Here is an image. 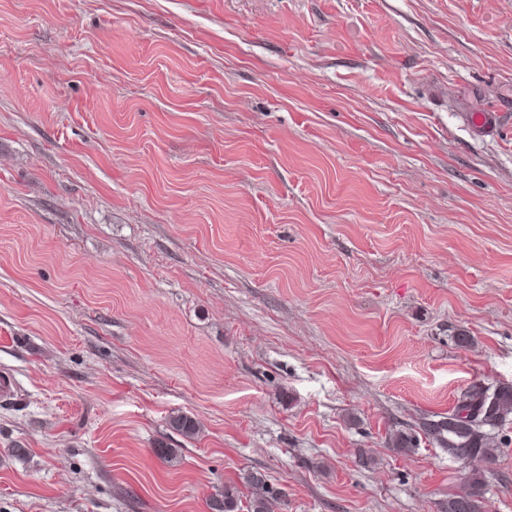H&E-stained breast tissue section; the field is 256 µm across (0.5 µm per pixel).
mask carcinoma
Listing matches in <instances>:
<instances>
[{"label":"carcinoma","mask_w":512,"mask_h":512,"mask_svg":"<svg viewBox=\"0 0 512 512\" xmlns=\"http://www.w3.org/2000/svg\"><path fill=\"white\" fill-rule=\"evenodd\" d=\"M512 413V386L498 385L484 389L477 385L467 390L460 403L449 416L459 417V422L433 421L423 426L424 434L430 441L453 456L455 450L464 449L470 462L466 487L448 496L447 512H482L486 482L484 464L491 455V433L506 421ZM169 429L185 437H193L199 427L197 421L183 413L170 416ZM274 500L267 479L260 473L250 472L244 476L243 487L234 483L224 485V490L210 496V512H271Z\"/></svg>","instance_id":"carcinoma-1"}]
</instances>
